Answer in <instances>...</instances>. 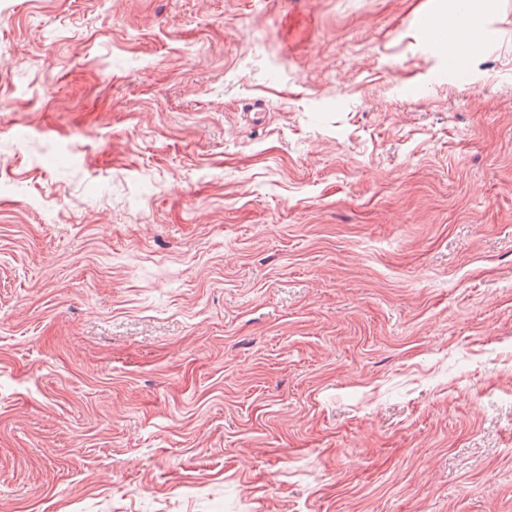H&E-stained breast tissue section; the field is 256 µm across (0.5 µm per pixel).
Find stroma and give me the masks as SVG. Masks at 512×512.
<instances>
[{"label":"stroma","instance_id":"1","mask_svg":"<svg viewBox=\"0 0 512 512\" xmlns=\"http://www.w3.org/2000/svg\"><path fill=\"white\" fill-rule=\"evenodd\" d=\"M0 0V512H512V0ZM437 28L451 32V39L449 41V50H451L456 43L459 42L461 35L475 34L480 29V16H468L462 19H452L446 22L441 20L437 24Z\"/></svg>","mask_w":512,"mask_h":512}]
</instances>
